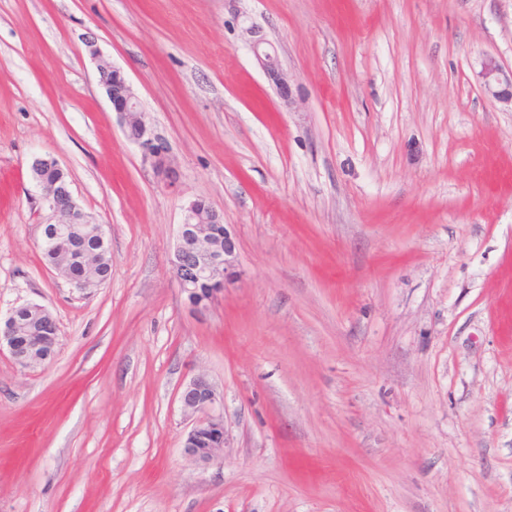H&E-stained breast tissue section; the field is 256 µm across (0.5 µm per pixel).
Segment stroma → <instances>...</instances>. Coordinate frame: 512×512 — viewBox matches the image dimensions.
I'll use <instances>...</instances> for the list:
<instances>
[{
    "mask_svg": "<svg viewBox=\"0 0 512 512\" xmlns=\"http://www.w3.org/2000/svg\"><path fill=\"white\" fill-rule=\"evenodd\" d=\"M487 55L512 69V0H0V317L59 326L51 363L0 353V512H512V108ZM48 157L109 228L97 288L41 258ZM197 198L236 243L201 314L171 265ZM200 373L227 431L206 468L178 400ZM262 42L256 41L253 43L252 50L256 56L263 71L267 74L270 80L275 84L279 93L288 98V78L287 74L281 68L275 52L261 47ZM92 56L98 83L104 89L126 138L140 149L143 161L150 165L164 187L174 188L178 177L167 143L146 123L132 86L123 72L96 49L92 50ZM481 78L488 95L512 108V72L507 77L498 62L493 57L486 56L481 61Z\"/></svg>",
    "mask_w": 512,
    "mask_h": 512,
    "instance_id": "stroma-1",
    "label": "stroma"
}]
</instances>
